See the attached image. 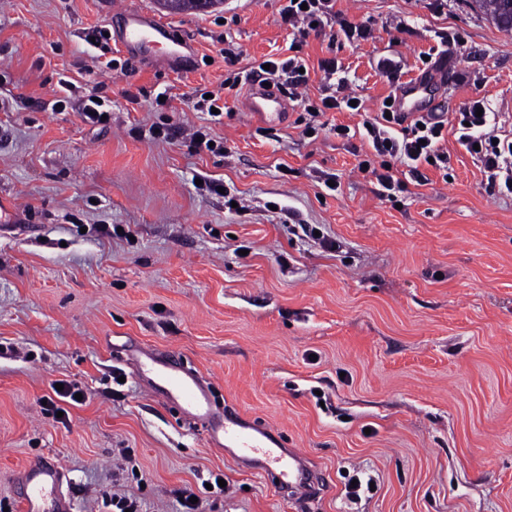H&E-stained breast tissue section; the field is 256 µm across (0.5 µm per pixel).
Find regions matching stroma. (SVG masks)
<instances>
[{"label":"stroma","instance_id":"35a3bbf8","mask_svg":"<svg viewBox=\"0 0 512 512\" xmlns=\"http://www.w3.org/2000/svg\"><path fill=\"white\" fill-rule=\"evenodd\" d=\"M115 0H0V502L20 512L14 474L55 458L75 512L107 494L143 512H512V197L490 195L481 165L448 136V169L396 200L358 163L361 136L306 138L292 102L279 124L227 98L221 123L198 111L220 91L232 45L242 63L288 55L279 0L152 11L196 47L190 68L135 60L97 68L91 44ZM366 39L309 32L303 91L318 104L319 62L336 61L357 126L429 68V108L454 120L469 101L512 134V33L465 0H337ZM448 52L423 64L429 48ZM397 62L395 74L376 67ZM75 83L53 107L60 79ZM109 120L83 122L88 95ZM209 129L224 150L154 139V126ZM335 177L338 190L324 181ZM313 234H305V227ZM187 356L218 401L280 433L322 475L304 504L211 447L149 397L127 346ZM83 389L61 406L53 386ZM373 489L349 499L350 475ZM223 476L224 489L202 483Z\"/></svg>","mask_w":512,"mask_h":512}]
</instances>
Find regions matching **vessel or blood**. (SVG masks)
<instances>
[{
	"instance_id": "1",
	"label": "vessel or blood",
	"mask_w": 512,
	"mask_h": 512,
	"mask_svg": "<svg viewBox=\"0 0 512 512\" xmlns=\"http://www.w3.org/2000/svg\"><path fill=\"white\" fill-rule=\"evenodd\" d=\"M115 12L122 23L115 28L113 37L126 54L139 59L153 57L167 66L186 62L191 43L175 39L171 28L155 14L129 8L124 0H117ZM164 44L169 45V52L156 55V47ZM437 79V72L432 71L426 78L404 84L394 100L395 111L409 119L418 116ZM251 85L246 111L268 123L284 118L287 97L266 88L261 78H253ZM136 366L147 383L148 395L162 398L176 409L202 431L211 446L224 449L226 455L251 469L277 477L294 488L298 499L314 494L315 486L300 453L284 448L274 429L237 416L231 407L217 406L210 386L189 366L183 354L140 349L136 352ZM66 481L63 468L53 458L30 462L16 474L21 512H73L72 495L64 488Z\"/></svg>"
}]
</instances>
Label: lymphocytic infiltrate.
<instances>
[{
  "label": "lymphocytic infiltrate",
  "instance_id": "f902f5d3",
  "mask_svg": "<svg viewBox=\"0 0 512 512\" xmlns=\"http://www.w3.org/2000/svg\"><path fill=\"white\" fill-rule=\"evenodd\" d=\"M334 7L335 0H287L282 6L281 21L293 35L289 46L291 54L271 61L265 73V81L270 87L288 94L291 99H299V89L305 83L302 72L305 62L299 55V38L309 31H322L336 25L346 39L367 36L365 25L337 22ZM480 106L477 100L465 104L451 128L433 113L408 122L396 112L389 116L380 112L364 119L362 127L375 151L374 158L366 162L368 171L390 194L408 189L407 183L392 173L398 164L408 167L417 185H425L428 179L421 173V166L429 162L447 163L448 154L443 150V143L448 133L453 132L459 145L481 163L489 192L512 196V138H497L489 133L487 127L492 117L490 112L481 111Z\"/></svg>",
  "mask_w": 512,
  "mask_h": 512
}]
</instances>
